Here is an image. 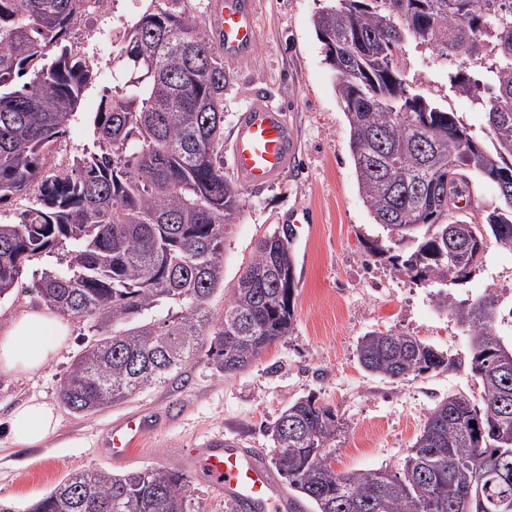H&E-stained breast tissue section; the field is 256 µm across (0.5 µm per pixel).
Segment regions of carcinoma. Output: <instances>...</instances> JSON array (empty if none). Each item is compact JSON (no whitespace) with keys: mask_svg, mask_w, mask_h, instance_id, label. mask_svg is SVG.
<instances>
[{"mask_svg":"<svg viewBox=\"0 0 512 512\" xmlns=\"http://www.w3.org/2000/svg\"><path fill=\"white\" fill-rule=\"evenodd\" d=\"M85 0H0V203L36 182L39 195L14 223H0V299L27 262L66 251V269L35 282L40 301L91 322L99 338L71 364L60 388L72 413L90 415L182 373L200 352L222 375L249 368L295 322V266L272 231L230 288L224 314L208 308L224 289V240L243 207L224 176V59L181 0H150L116 56L129 77L102 98L93 148L68 172L47 166L77 110L89 62L64 44ZM313 27L336 73L360 193L374 223L405 247L393 269L437 289V306L466 328L463 356L401 330L371 331L361 367L400 380L467 371L481 405L452 395L433 410L403 471L338 472L331 463L344 422L314 396L269 426L273 464L295 512H512V344L488 320L493 291L455 302L490 243L512 247V5L499 0H327ZM415 51L447 68L448 93L486 116L490 143L448 104L410 78ZM498 189L481 220L448 208L478 180ZM166 302L175 312L151 316ZM210 337L205 343L204 337ZM476 422L477 427L470 426ZM190 512L191 485L174 467L67 477L26 512Z\"/></svg>","mask_w":512,"mask_h":512,"instance_id":"obj_1","label":"carcinoma"}]
</instances>
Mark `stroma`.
I'll return each mask as SVG.
<instances>
[{
    "mask_svg": "<svg viewBox=\"0 0 512 512\" xmlns=\"http://www.w3.org/2000/svg\"><path fill=\"white\" fill-rule=\"evenodd\" d=\"M325 0H258L257 48L229 63L224 87V131L256 97L283 107L298 133L293 168L259 191H245L243 207L224 242V285L229 288L253 258L258 241L273 230L289 240L295 260L293 331L269 346L246 371L220 375L206 356L191 360L181 375L132 395L94 415L71 413L60 401V382L73 360L94 338L86 321L70 319L67 347L46 367L27 375L0 373V421L23 401L52 404L57 431L35 446L12 444L0 430V503L24 512L64 477L101 468L113 473L145 466L177 467L185 449L214 437H234L246 447L274 457L266 429L292 401L312 395L333 406L345 423L336 439V470L371 468L399 471L434 407L461 394L478 401L480 388L466 371L435 372L393 381L364 371L357 360L366 333L399 329L451 355L465 354L468 335L454 317L438 308L433 289L395 272L386 259L368 260L365 240L381 236L358 188L349 149V126L334 88V74L313 28ZM148 0H108L106 14L93 13L70 30L74 54L93 70L78 110L53 153L57 168L71 166L93 141L91 120L112 86V59L125 30L145 11ZM410 68L433 97L450 106L484 137L483 113L468 100L449 97L440 70L422 74L419 56ZM66 264L62 252L29 262L22 284L0 300V321L10 322L41 304L31 290L43 270ZM495 291L512 302V249L490 244L484 267L469 282L449 286L456 299ZM131 416L160 417L129 456L115 462L97 446L98 438Z\"/></svg>",
    "mask_w": 512,
    "mask_h": 512,
    "instance_id": "stroma-1",
    "label": "stroma"
}]
</instances>
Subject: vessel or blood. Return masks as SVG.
Listing matches in <instances>:
<instances>
[{
    "instance_id": "vessel-or-blood-1",
    "label": "vessel or blood",
    "mask_w": 512,
    "mask_h": 512,
    "mask_svg": "<svg viewBox=\"0 0 512 512\" xmlns=\"http://www.w3.org/2000/svg\"><path fill=\"white\" fill-rule=\"evenodd\" d=\"M256 0H214L210 23L225 60L255 52ZM298 149L293 127L279 107L255 100L240 115L232 134L233 171L247 189L258 190L280 179ZM145 418L116 424L102 446L122 460L150 429ZM186 469L202 474L232 512H289L290 499L264 453L242 443L213 438L182 455Z\"/></svg>"
}]
</instances>
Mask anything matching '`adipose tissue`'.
Returning a JSON list of instances; mask_svg holds the SVG:
<instances>
[{"label":"adipose tissue","instance_id":"ef3b65f1","mask_svg":"<svg viewBox=\"0 0 512 512\" xmlns=\"http://www.w3.org/2000/svg\"><path fill=\"white\" fill-rule=\"evenodd\" d=\"M71 329L47 311L31 310L14 318L0 331V373L23 375L48 365L65 347ZM52 405L29 400L17 406L8 420V433L19 446H34L56 430Z\"/></svg>","mask_w":512,"mask_h":512}]
</instances>
